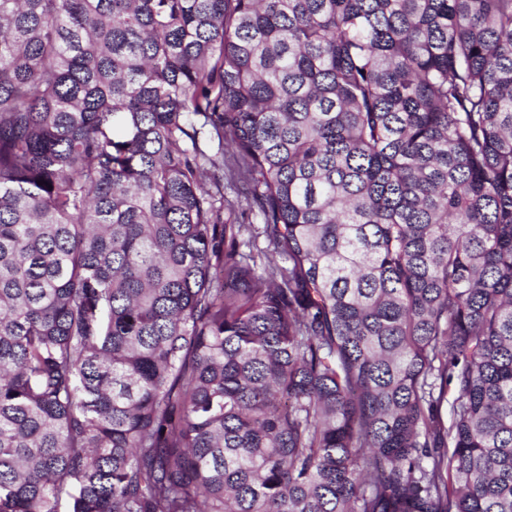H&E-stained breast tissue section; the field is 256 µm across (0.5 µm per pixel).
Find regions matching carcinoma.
Returning a JSON list of instances; mask_svg holds the SVG:
<instances>
[{
	"mask_svg": "<svg viewBox=\"0 0 512 512\" xmlns=\"http://www.w3.org/2000/svg\"><path fill=\"white\" fill-rule=\"evenodd\" d=\"M63 503L512 512V0H0V512Z\"/></svg>",
	"mask_w": 512,
	"mask_h": 512,
	"instance_id": "cac0c4a2",
	"label": "carcinoma"
}]
</instances>
